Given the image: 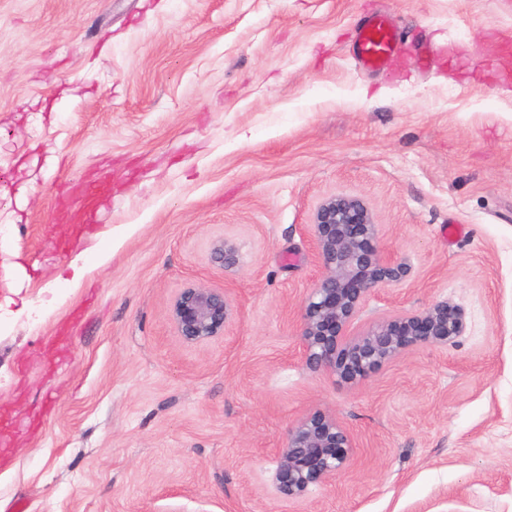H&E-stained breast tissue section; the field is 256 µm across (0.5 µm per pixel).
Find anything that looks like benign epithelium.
<instances>
[{"mask_svg": "<svg viewBox=\"0 0 512 512\" xmlns=\"http://www.w3.org/2000/svg\"><path fill=\"white\" fill-rule=\"evenodd\" d=\"M311 235L324 275L302 305L303 360L312 371L326 370L345 383H357L385 364L420 346H439L464 333V312L444 299L426 309L385 318L359 335L348 333L360 306L374 292L406 277L409 268L384 257L366 203L334 196L316 209ZM229 267L236 249L226 240L213 246ZM233 307L222 291L188 287L175 298L172 321L185 344L224 334ZM353 440L335 415L315 412L288 429L274 476L286 500L303 496L312 485H332L349 466Z\"/></svg>", "mask_w": 512, "mask_h": 512, "instance_id": "7a95c632", "label": "benign epithelium"}]
</instances>
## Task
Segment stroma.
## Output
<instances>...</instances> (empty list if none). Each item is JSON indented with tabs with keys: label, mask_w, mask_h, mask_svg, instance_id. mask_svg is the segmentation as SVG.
<instances>
[{
	"label": "stroma",
	"mask_w": 512,
	"mask_h": 512,
	"mask_svg": "<svg viewBox=\"0 0 512 512\" xmlns=\"http://www.w3.org/2000/svg\"><path fill=\"white\" fill-rule=\"evenodd\" d=\"M375 14L398 48L367 72ZM507 44L512 0H0V512H512ZM338 195L411 268L352 331L442 299L466 320L355 385L299 336ZM189 286L231 300L222 336H177ZM317 411L352 460L283 500Z\"/></svg>",
	"instance_id": "stroma-1"
}]
</instances>
